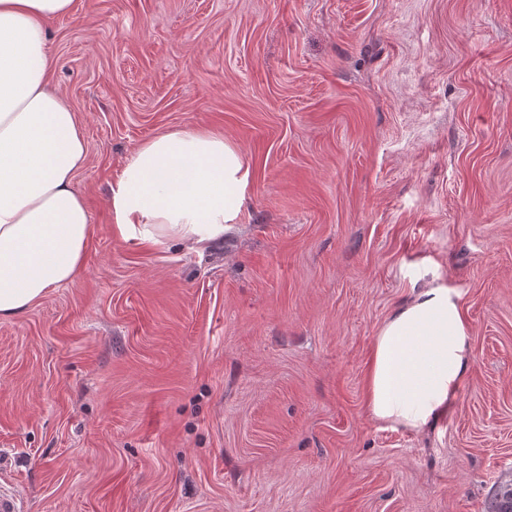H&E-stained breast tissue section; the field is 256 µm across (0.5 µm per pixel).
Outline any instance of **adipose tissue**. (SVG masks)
<instances>
[{"instance_id":"ef3b65f1","label":"adipose tissue","mask_w":512,"mask_h":512,"mask_svg":"<svg viewBox=\"0 0 512 512\" xmlns=\"http://www.w3.org/2000/svg\"><path fill=\"white\" fill-rule=\"evenodd\" d=\"M73 0H0V319L75 282L92 227L74 180L87 162L82 122L48 77L47 23ZM251 170L223 133L177 129L139 144L108 203L123 240L203 244L239 223ZM472 362L456 289L422 288L387 317L373 344L366 408L379 422L428 429Z\"/></svg>"}]
</instances>
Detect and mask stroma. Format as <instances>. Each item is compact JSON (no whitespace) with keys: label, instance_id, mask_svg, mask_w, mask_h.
Segmentation results:
<instances>
[{"label":"stroma","instance_id":"stroma-1","mask_svg":"<svg viewBox=\"0 0 512 512\" xmlns=\"http://www.w3.org/2000/svg\"><path fill=\"white\" fill-rule=\"evenodd\" d=\"M81 275L0 319V485L24 512H484L512 469V0H74ZM246 155L239 224L123 241L109 187L188 127ZM459 291L472 363L416 433L365 407L373 340Z\"/></svg>","mask_w":512,"mask_h":512}]
</instances>
